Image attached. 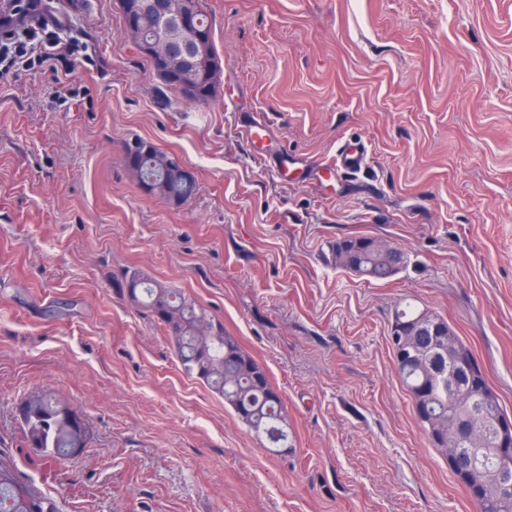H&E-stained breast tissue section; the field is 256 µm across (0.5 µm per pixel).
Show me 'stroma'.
Instances as JSON below:
<instances>
[{"label": "stroma", "mask_w": 512, "mask_h": 512, "mask_svg": "<svg viewBox=\"0 0 512 512\" xmlns=\"http://www.w3.org/2000/svg\"><path fill=\"white\" fill-rule=\"evenodd\" d=\"M224 74L191 106L124 35L116 0H59L67 76L0 77V448L60 512H478L415 419L396 309L444 317L512 417V0H204ZM260 128L259 139L250 129ZM177 155L174 207L123 143ZM363 141L352 175L327 177ZM410 257L366 281L330 246ZM181 290L264 367L292 447L273 452L187 376L125 290ZM46 391L88 429L27 442ZM367 155L366 146L360 142H350L339 153L336 162V175L351 173L361 169ZM360 238L361 251L352 252L355 241ZM331 253L336 266L344 265L349 268L352 264L357 270L367 272L369 279H386L398 273L408 263V253L403 249L376 236H350L337 239L331 245ZM396 256L398 264L393 267L388 259ZM367 279V280H369ZM73 408L52 393L38 392L20 405L19 419L27 441L48 457H66L83 448L87 431L78 427L80 417Z\"/></svg>", "instance_id": "1"}]
</instances>
